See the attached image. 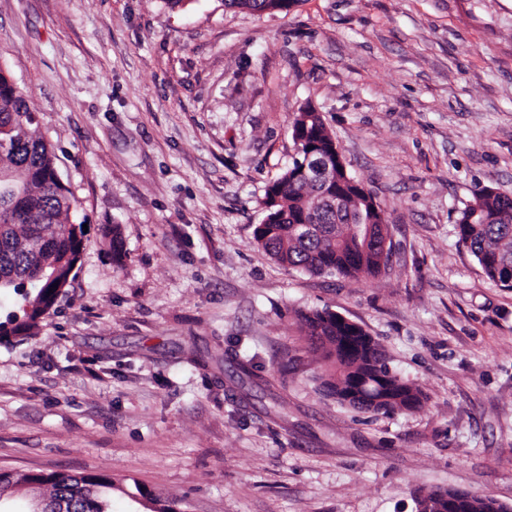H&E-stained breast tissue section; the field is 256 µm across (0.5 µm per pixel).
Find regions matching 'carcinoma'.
<instances>
[{
  "instance_id": "obj_1",
  "label": "carcinoma",
  "mask_w": 512,
  "mask_h": 512,
  "mask_svg": "<svg viewBox=\"0 0 512 512\" xmlns=\"http://www.w3.org/2000/svg\"><path fill=\"white\" fill-rule=\"evenodd\" d=\"M294 0H224L231 8L256 13L286 9ZM292 137L297 153L265 193L271 223L256 226L254 240L278 263L312 274L342 278L375 276L386 267L373 243L355 231L352 216L325 206V196L343 194L349 206L365 213L373 196L345 178L319 184L300 181L308 153L333 150V137L319 113H299ZM0 288H25L18 311L0 323V340H21L55 305L60 292L52 283L68 280L83 245V223L70 221L77 200L57 181L55 155L35 134V115L27 97L0 68ZM459 242L475 257L495 285L512 289V196L483 187L460 212L455 225ZM311 344L323 350L327 369L322 387L336 401L362 413L411 411L422 393L389 367L379 344L362 327L341 322L327 309L303 315ZM19 485L40 489L45 506L64 500L73 512H108L101 497L110 487L108 475L77 477L64 472L47 476L13 474L0 477V499ZM420 504L423 512H512L490 497L462 490H431Z\"/></svg>"
}]
</instances>
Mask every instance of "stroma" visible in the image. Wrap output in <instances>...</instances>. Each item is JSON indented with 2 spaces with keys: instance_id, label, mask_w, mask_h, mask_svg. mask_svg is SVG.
I'll return each mask as SVG.
<instances>
[{
  "instance_id": "1",
  "label": "stroma",
  "mask_w": 512,
  "mask_h": 512,
  "mask_svg": "<svg viewBox=\"0 0 512 512\" xmlns=\"http://www.w3.org/2000/svg\"><path fill=\"white\" fill-rule=\"evenodd\" d=\"M0 66L88 225L67 296L0 341V470L108 474L110 512H415L436 489L512 506V290L455 231L478 189L512 192V0H0ZM309 108L384 212L377 277L254 240ZM324 308L417 410L326 394L301 322ZM296 0H224V4L231 8H240L256 13L268 9H288L290 4Z\"/></svg>"
}]
</instances>
